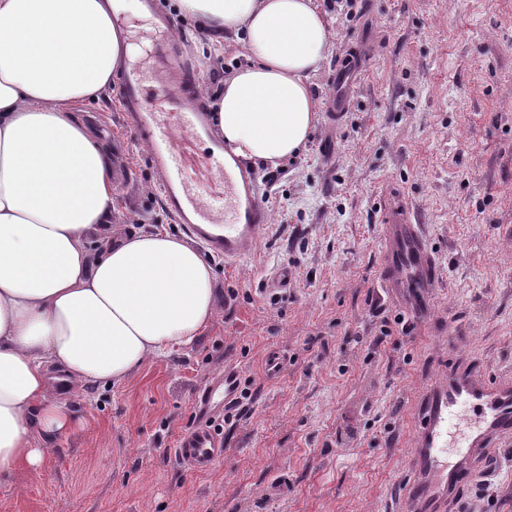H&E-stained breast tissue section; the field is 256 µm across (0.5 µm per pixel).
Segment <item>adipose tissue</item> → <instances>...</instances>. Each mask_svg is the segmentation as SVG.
I'll return each instance as SVG.
<instances>
[{"instance_id": "obj_1", "label": "adipose tissue", "mask_w": 512, "mask_h": 512, "mask_svg": "<svg viewBox=\"0 0 512 512\" xmlns=\"http://www.w3.org/2000/svg\"><path fill=\"white\" fill-rule=\"evenodd\" d=\"M126 0H0V480L47 451L73 418L69 386L125 383L193 342L213 315L215 275L184 239L115 240L112 164L74 115L109 91L130 47L112 24ZM249 63L224 80L214 131L243 158L297 157L317 122L309 77L334 34L314 0H176Z\"/></svg>"}]
</instances>
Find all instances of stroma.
<instances>
[{
    "instance_id": "1",
    "label": "stroma",
    "mask_w": 512,
    "mask_h": 512,
    "mask_svg": "<svg viewBox=\"0 0 512 512\" xmlns=\"http://www.w3.org/2000/svg\"><path fill=\"white\" fill-rule=\"evenodd\" d=\"M334 47L310 78L319 121L303 153L259 181L270 221L255 251L212 259L219 300L200 336L125 383L66 390L75 416L40 466L0 481V512H383L405 484L413 403L457 359L512 376V0H316ZM215 90L216 64L247 62L175 18ZM356 54L350 103L331 116L332 74ZM77 118L115 158L112 232L180 235L147 148L115 92ZM421 220L440 265L429 311L405 315L379 282L388 195ZM287 293H265L280 265ZM248 394L216 415L224 456L195 472L172 455L194 398L225 367ZM467 486L456 512H512V462Z\"/></svg>"
}]
</instances>
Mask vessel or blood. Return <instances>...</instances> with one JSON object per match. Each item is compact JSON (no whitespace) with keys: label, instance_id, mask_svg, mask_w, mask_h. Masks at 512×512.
<instances>
[{"label":"vessel or blood","instance_id":"obj_1","mask_svg":"<svg viewBox=\"0 0 512 512\" xmlns=\"http://www.w3.org/2000/svg\"><path fill=\"white\" fill-rule=\"evenodd\" d=\"M154 35L136 59L124 62L119 100L138 139L148 147L168 213L209 252L236 263L257 247L268 216L254 170L217 140L209 111L187 87L185 48L157 0H142ZM381 283L408 310H428L440 266L408 205L385 206ZM240 375L228 368L195 397L196 424L177 442L176 460L197 472L224 455V438L211 425L232 405ZM473 420L461 426L462 413ZM512 442V376L489 380L466 362L440 371L419 393L408 470L411 484L395 512H453L465 486L481 473L494 449Z\"/></svg>","mask_w":512,"mask_h":512}]
</instances>
